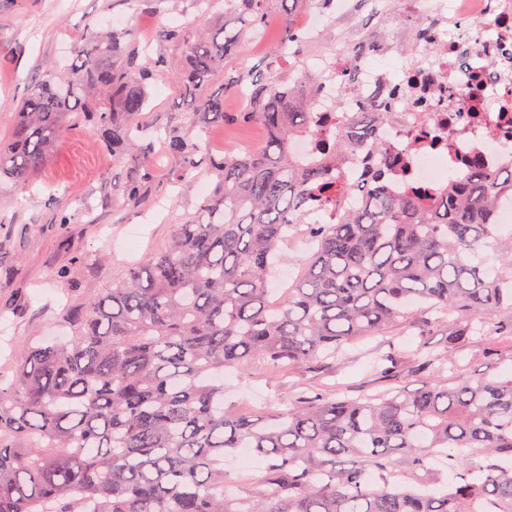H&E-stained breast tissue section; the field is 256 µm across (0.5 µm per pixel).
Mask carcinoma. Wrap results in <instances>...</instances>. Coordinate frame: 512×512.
Instances as JSON below:
<instances>
[{
    "label": "carcinoma",
    "instance_id": "carcinoma-1",
    "mask_svg": "<svg viewBox=\"0 0 512 512\" xmlns=\"http://www.w3.org/2000/svg\"><path fill=\"white\" fill-rule=\"evenodd\" d=\"M202 2L201 16L233 12L253 27L265 19L267 0ZM291 15L279 43L300 66L292 80L275 73L277 49L266 77L225 73L224 59L247 44L242 28L159 30L186 54L175 79L192 102L190 124L224 122L212 88L229 87L246 100L234 119L264 127L267 143L216 158L200 138L164 131L178 177L204 166L217 191L164 248L70 310L71 336L31 338L12 379L0 373V512H512V465H503L512 461V377L450 378L456 362L421 345L373 365L391 381L426 375L411 392L302 394L287 414L260 419L224 404L226 370L334 369L366 336L441 326L448 347L464 349L476 336L512 335V234L495 212L497 197L512 194V171L493 174L473 156L460 179L426 187L405 176L395 189L387 172L401 164L381 142L360 205L320 223L315 206L350 190L334 168L374 138L381 113H356L340 134L312 111L305 39ZM79 56L74 71L36 77L15 106L0 176H32L65 121L121 159L145 149L142 113L164 58H148L133 29L90 30ZM314 127L317 156L299 160L291 142ZM294 224L307 225L314 246L296 282L274 295L271 264ZM485 247L493 274L475 260ZM242 446L269 464L250 493L229 497L224 456ZM434 453L455 477L424 494L420 473Z\"/></svg>",
    "mask_w": 512,
    "mask_h": 512
}]
</instances>
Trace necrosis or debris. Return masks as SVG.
Listing matches in <instances>:
<instances>
[{
  "label": "necrosis or debris",
  "instance_id": "1",
  "mask_svg": "<svg viewBox=\"0 0 512 512\" xmlns=\"http://www.w3.org/2000/svg\"><path fill=\"white\" fill-rule=\"evenodd\" d=\"M384 11L382 69L368 49L306 61L314 109L350 119L380 112L378 139L415 181L460 176L472 152L512 170V0H401Z\"/></svg>",
  "mask_w": 512,
  "mask_h": 512
}]
</instances>
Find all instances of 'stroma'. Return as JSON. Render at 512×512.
Masks as SVG:
<instances>
[{"label":"stroma","instance_id":"stroma-1","mask_svg":"<svg viewBox=\"0 0 512 512\" xmlns=\"http://www.w3.org/2000/svg\"><path fill=\"white\" fill-rule=\"evenodd\" d=\"M128 18L150 55H163L166 75L149 89L150 110L143 121L152 127L187 125V105L174 79L184 51L158 41L161 26L195 20L193 0H168L158 16L134 10L130 0H0V137L13 125L11 105L22 100L36 74L46 67H74L88 28H105L108 19ZM283 27L281 0H267L263 39L245 52L226 58L225 71L247 68L266 75V59ZM210 153L222 157L230 149L263 147L265 131L257 124L228 121L211 128ZM178 164L161 146L146 160L118 159L82 129L62 126L50 156L33 179H0V370L9 371L27 336L62 335L65 307L86 300L119 283L129 265L163 248L173 227L194 212L202 192H215V177L177 178ZM146 174L147 196L140 207L125 206L123 196L133 174ZM70 217L59 223L60 214ZM304 225L288 233L270 278L272 287L291 284L308 251L300 247ZM379 336L357 341L334 373L296 371L273 380L262 369L238 375L224 388L225 402L268 406L284 412L289 400L319 384L360 397L384 390L374 380L371 363L384 350ZM463 373L481 377L512 375V351L501 335L478 338L458 356Z\"/></svg>","mask_w":512,"mask_h":512}]
</instances>
